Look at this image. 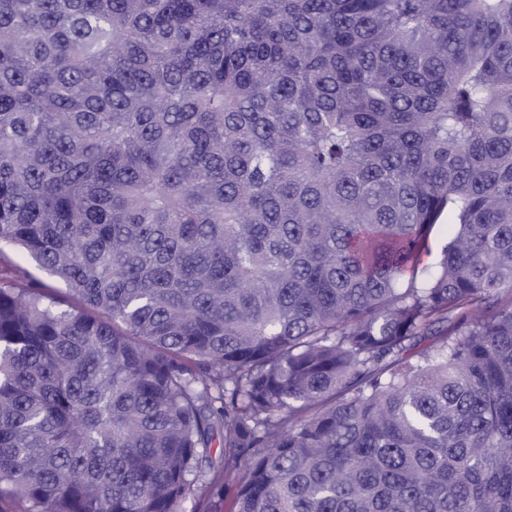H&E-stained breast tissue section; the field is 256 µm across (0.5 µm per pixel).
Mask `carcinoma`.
Wrapping results in <instances>:
<instances>
[{
  "instance_id": "1",
  "label": "carcinoma",
  "mask_w": 512,
  "mask_h": 512,
  "mask_svg": "<svg viewBox=\"0 0 512 512\" xmlns=\"http://www.w3.org/2000/svg\"><path fill=\"white\" fill-rule=\"evenodd\" d=\"M2 245L0 512H512V0H0ZM13 264H20L26 268L34 279L42 282L48 288H54L56 292H65L66 287L62 283L56 281L45 271L39 269L31 259L23 256L11 247L3 246L2 252L0 253V270L6 271Z\"/></svg>"
}]
</instances>
